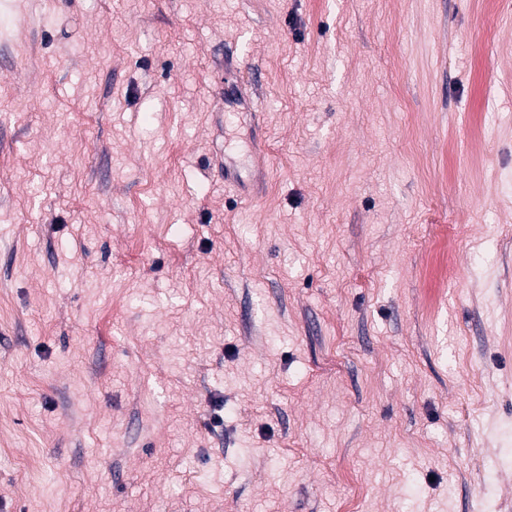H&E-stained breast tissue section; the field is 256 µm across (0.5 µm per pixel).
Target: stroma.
I'll return each mask as SVG.
<instances>
[{
    "label": "stroma",
    "mask_w": 512,
    "mask_h": 512,
    "mask_svg": "<svg viewBox=\"0 0 512 512\" xmlns=\"http://www.w3.org/2000/svg\"><path fill=\"white\" fill-rule=\"evenodd\" d=\"M0 512H512V0H0Z\"/></svg>",
    "instance_id": "35a3bbf8"
}]
</instances>
